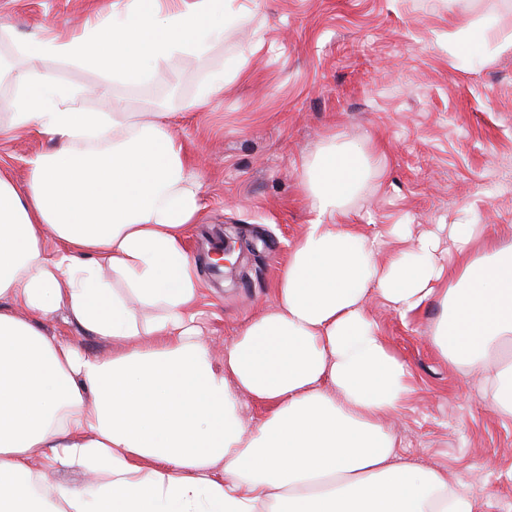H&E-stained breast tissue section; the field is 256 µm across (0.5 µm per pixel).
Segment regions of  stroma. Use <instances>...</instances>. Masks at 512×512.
<instances>
[{
    "label": "stroma",
    "mask_w": 512,
    "mask_h": 512,
    "mask_svg": "<svg viewBox=\"0 0 512 512\" xmlns=\"http://www.w3.org/2000/svg\"><path fill=\"white\" fill-rule=\"evenodd\" d=\"M111 3L0 0V20L11 44L42 27L65 38ZM224 10L237 23L204 55H174L138 82L60 59L38 63L92 111L114 98L133 112H186L173 132L200 162L205 207L187 237L200 285L191 312L214 357L271 302L290 246L314 218L302 163L330 138L385 152L349 217L382 253L409 245L392 234L396 224L416 234L469 222L512 236V188L503 183L512 171V49H499L512 36V0H226ZM489 18L483 48L458 39L462 25ZM219 71L223 94L190 110ZM14 92L0 78V168L21 189L26 157L51 144L11 129L5 103ZM226 239L243 258L233 278L203 260ZM438 314L431 303L405 320L381 300L369 304L412 387L389 425L406 454L447 468L478 512H512V420L435 353ZM43 328L90 355L113 351L111 339L84 335L61 310Z\"/></svg>",
    "instance_id": "1"
}]
</instances>
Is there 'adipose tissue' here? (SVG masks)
<instances>
[{"label":"adipose tissue","mask_w":512,"mask_h":512,"mask_svg":"<svg viewBox=\"0 0 512 512\" xmlns=\"http://www.w3.org/2000/svg\"><path fill=\"white\" fill-rule=\"evenodd\" d=\"M223 35L224 0H113L83 32L18 44L11 125L54 148L28 156L25 190L0 170V512H476L446 470L398 452L384 420L410 395L409 370L366 310L378 298L406 317L438 301L434 350L510 420L512 239L481 224L415 236L399 224L411 246L377 259L375 242L336 221L375 156L329 140L303 163L316 218L272 302L213 361L189 313L195 164L170 113L135 121L120 100L87 111L36 66L64 58L137 81ZM138 301L163 303L165 316L141 329ZM61 308L121 353L48 336L42 321ZM244 396L266 405L259 425ZM36 462L81 468L93 484L46 496Z\"/></svg>","instance_id":"ef3b65f1"}]
</instances>
